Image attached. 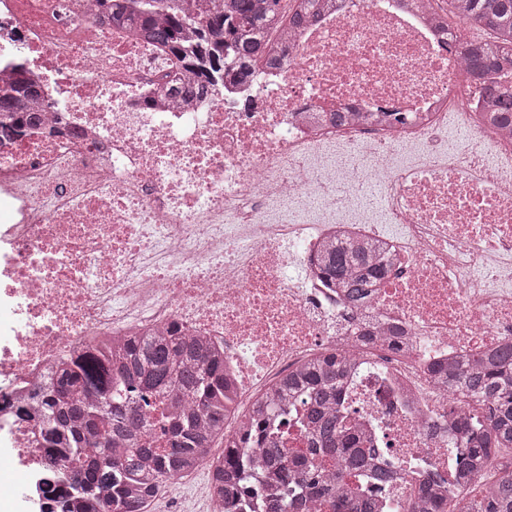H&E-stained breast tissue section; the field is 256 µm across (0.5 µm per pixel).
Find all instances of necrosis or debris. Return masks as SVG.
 <instances>
[{"mask_svg":"<svg viewBox=\"0 0 512 512\" xmlns=\"http://www.w3.org/2000/svg\"><path fill=\"white\" fill-rule=\"evenodd\" d=\"M429 0H333L213 86L97 0H0V512H53L64 473L35 418L64 356L180 331L223 347L248 412L295 367L349 358L340 411L391 466L345 492L406 512L455 497L440 370L512 342V127L480 121L512 68L480 72ZM465 136L448 145L449 130ZM378 243L364 304L324 275L339 236ZM21 101L17 97L9 96L2 97L0 94V114L2 117L9 119L11 125L23 126L31 122L32 118L27 113L25 108L22 106Z\"/></svg>","mask_w":512,"mask_h":512,"instance_id":"4bbe7bcc","label":"necrosis or debris"}]
</instances>
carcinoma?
I'll return each instance as SVG.
<instances>
[{
  "label": "carcinoma",
  "mask_w": 512,
  "mask_h": 512,
  "mask_svg": "<svg viewBox=\"0 0 512 512\" xmlns=\"http://www.w3.org/2000/svg\"><path fill=\"white\" fill-rule=\"evenodd\" d=\"M231 0V11L219 7L195 20L201 28L196 55L184 54V13L157 21L150 4L127 13L112 2V19L139 28L168 45L171 53L201 66V77L224 67L223 33L231 40L244 73L263 52L267 37L285 22L298 23L317 15L324 0ZM448 24L463 20L486 29V41L468 39L467 61L478 70L512 66V0H448ZM16 96H0V116L12 124L31 122L20 98L35 94L24 81ZM323 272L336 280L349 299L358 302L385 274L376 251L353 243L336 242L321 256ZM345 379L344 361L328 354L308 361L288 374L279 386L257 401L247 423L224 447V465L217 477V496L241 512L251 490L246 484L247 443L261 446L264 461L288 489L302 481L318 489L343 475L357 477L368 469L370 449L360 448L344 418L336 411V393ZM445 384L470 396L483 398L485 408L473 417L457 414L454 426L463 447L457 450L462 466L450 483L458 489L481 478L487 488L478 497L462 496L453 504L458 512H512V344L468 358L448 369ZM165 388L181 406L183 420L168 428L150 420L154 392ZM304 395L310 453L289 458L284 445L288 431L265 428L268 408L292 394ZM230 380L224 373V352L196 336L175 332L156 336H124L87 345L70 357L57 375L45 401L42 422L44 448L65 459L74 471L61 491L62 512H143L144 500L156 486L174 475L196 471L206 459V448L224 435V416L232 409ZM333 512H382V504L351 502L336 491Z\"/></svg>",
  "instance_id": "1"
}]
</instances>
